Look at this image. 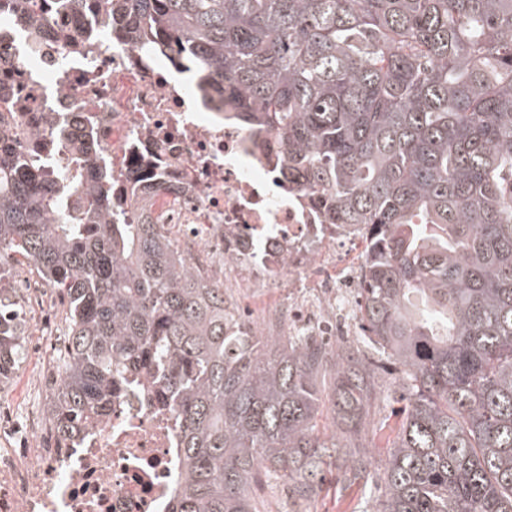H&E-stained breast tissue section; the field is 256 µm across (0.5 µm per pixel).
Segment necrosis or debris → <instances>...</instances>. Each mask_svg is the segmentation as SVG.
<instances>
[{
    "instance_id": "obj_1",
    "label": "necrosis or debris",
    "mask_w": 512,
    "mask_h": 512,
    "mask_svg": "<svg viewBox=\"0 0 512 512\" xmlns=\"http://www.w3.org/2000/svg\"><path fill=\"white\" fill-rule=\"evenodd\" d=\"M103 0H45L31 16L0 0V130L49 169L87 148V178L112 171V212L152 222L211 283L284 288L250 311L266 336H355L365 238L327 223L319 195L283 181L268 135L225 118L186 66L105 30ZM182 463L175 420L142 389L80 447L60 442L41 406L0 412V512H166Z\"/></svg>"
}]
</instances>
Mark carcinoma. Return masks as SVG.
<instances>
[{
  "label": "carcinoma",
  "instance_id": "obj_1",
  "mask_svg": "<svg viewBox=\"0 0 512 512\" xmlns=\"http://www.w3.org/2000/svg\"><path fill=\"white\" fill-rule=\"evenodd\" d=\"M112 35L167 46L228 116L274 135L284 180L369 237L359 320L398 367L404 416L378 512H512V0H106ZM87 151L58 172L0 132V261L67 301L68 352L47 414L78 440L143 387L174 416L170 512L298 505L336 461L369 482L352 436L378 398L358 348L259 336L163 227L101 204ZM0 289V389L23 351ZM339 433L317 429L319 376ZM258 494L264 500L265 511L288 512V484L285 481L273 483Z\"/></svg>",
  "mask_w": 512,
  "mask_h": 512
}]
</instances>
